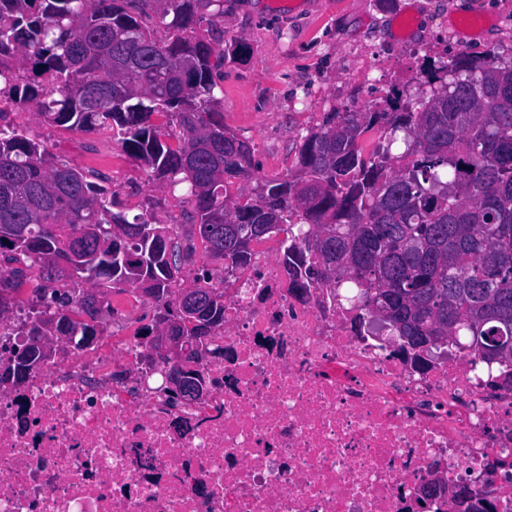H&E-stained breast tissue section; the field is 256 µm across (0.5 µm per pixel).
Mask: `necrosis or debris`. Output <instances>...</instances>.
<instances>
[{
	"label": "necrosis or debris",
	"mask_w": 512,
	"mask_h": 512,
	"mask_svg": "<svg viewBox=\"0 0 512 512\" xmlns=\"http://www.w3.org/2000/svg\"><path fill=\"white\" fill-rule=\"evenodd\" d=\"M279 251L256 243L227 284L190 405L143 388L131 337L0 387V512H512V365L416 360L332 287L298 290Z\"/></svg>",
	"instance_id": "1"
}]
</instances>
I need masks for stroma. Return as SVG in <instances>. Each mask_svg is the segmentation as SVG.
Listing matches in <instances>:
<instances>
[{
  "instance_id": "35a3bbf8",
  "label": "stroma",
  "mask_w": 512,
  "mask_h": 512,
  "mask_svg": "<svg viewBox=\"0 0 512 512\" xmlns=\"http://www.w3.org/2000/svg\"><path fill=\"white\" fill-rule=\"evenodd\" d=\"M221 2L213 38H242L249 46L246 56L224 64V123L249 141L261 177L294 167L299 134L319 125L324 113L347 104L368 108L394 89L429 96L422 67L456 55L459 43L475 55L492 50L512 57V0ZM0 110L71 166L102 180L128 215L187 223L191 203L156 188L118 138L50 126L8 103ZM153 309L146 297L116 315L102 309V339L134 333L151 321Z\"/></svg>"
}]
</instances>
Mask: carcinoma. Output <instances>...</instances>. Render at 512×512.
<instances>
[{
    "label": "carcinoma",
    "instance_id": "1",
    "mask_svg": "<svg viewBox=\"0 0 512 512\" xmlns=\"http://www.w3.org/2000/svg\"><path fill=\"white\" fill-rule=\"evenodd\" d=\"M214 0H0V96L46 123L119 136L152 180L187 185L195 235L114 210L113 192L0 123V318L28 287L35 322L11 346L0 386L19 385L65 341L94 344L109 291L128 285L154 302L152 323L182 322L184 362L169 371L174 400L195 401L194 368L224 325V284L196 251L245 268L252 246L282 237L299 288L343 283L352 309L400 349L448 337L491 361L512 360V61L461 52L422 71L426 98L395 91L384 106L326 112L300 136L295 169L258 178L250 143L224 126L217 74L246 43L200 33ZM157 19L167 38L143 22ZM255 183L252 188L247 183ZM202 311L188 326L182 297Z\"/></svg>",
    "mask_w": 512,
    "mask_h": 512
}]
</instances>
